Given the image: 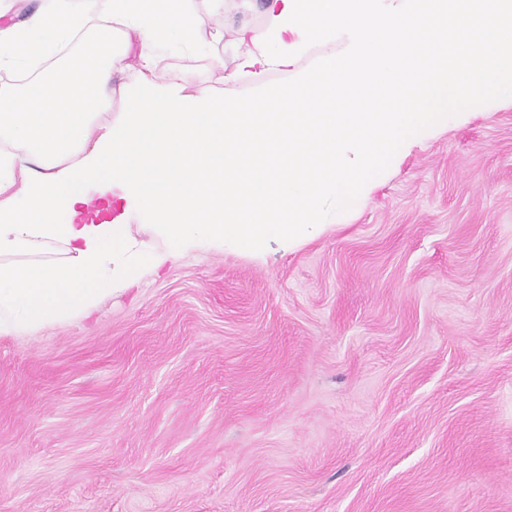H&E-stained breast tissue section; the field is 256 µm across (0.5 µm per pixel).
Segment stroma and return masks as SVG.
<instances>
[{"mask_svg":"<svg viewBox=\"0 0 512 512\" xmlns=\"http://www.w3.org/2000/svg\"><path fill=\"white\" fill-rule=\"evenodd\" d=\"M263 0L166 48L223 93ZM0 512H512V104L405 156L265 264L192 254L0 337Z\"/></svg>","mask_w":512,"mask_h":512,"instance_id":"stroma-1","label":"stroma"}]
</instances>
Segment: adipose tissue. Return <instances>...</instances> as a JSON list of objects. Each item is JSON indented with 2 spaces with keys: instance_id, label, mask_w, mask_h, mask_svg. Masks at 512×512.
I'll list each match as a JSON object with an SVG mask.
<instances>
[{
  "instance_id": "adipose-tissue-1",
  "label": "adipose tissue",
  "mask_w": 512,
  "mask_h": 512,
  "mask_svg": "<svg viewBox=\"0 0 512 512\" xmlns=\"http://www.w3.org/2000/svg\"><path fill=\"white\" fill-rule=\"evenodd\" d=\"M263 14V27H238L232 71L212 61L225 85L250 75L249 97L188 94L170 72L160 44L193 46L205 25L189 0H102L97 14L49 0L0 27V69L84 38L59 75L0 88V335L88 317L190 251L260 262L318 236L368 197L374 173L479 114L487 92L512 91V0H264ZM105 30L121 35L107 53ZM340 32L344 51L300 68L309 42ZM131 50L140 94L98 124ZM275 71L291 82L267 88ZM94 185L111 187L123 213L58 223ZM136 213L163 247L133 236ZM56 244L64 257H50Z\"/></svg>"
}]
</instances>
